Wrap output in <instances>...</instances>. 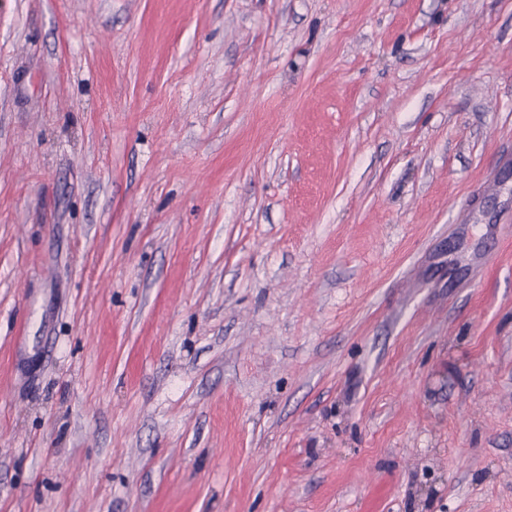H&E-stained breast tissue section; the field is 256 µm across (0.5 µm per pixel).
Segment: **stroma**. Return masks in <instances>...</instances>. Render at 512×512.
Listing matches in <instances>:
<instances>
[{"label": "stroma", "mask_w": 512, "mask_h": 512, "mask_svg": "<svg viewBox=\"0 0 512 512\" xmlns=\"http://www.w3.org/2000/svg\"><path fill=\"white\" fill-rule=\"evenodd\" d=\"M0 512H512V0H0Z\"/></svg>", "instance_id": "stroma-1"}]
</instances>
